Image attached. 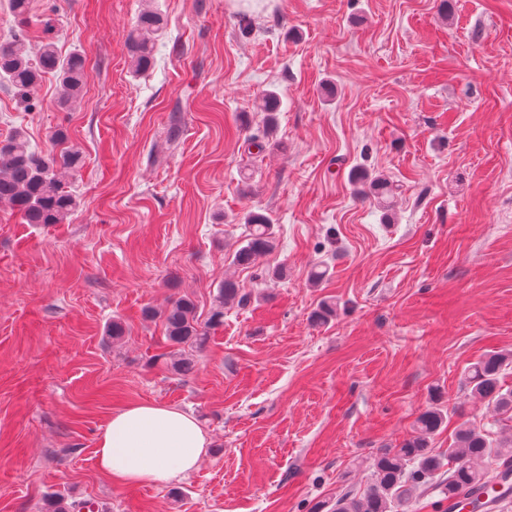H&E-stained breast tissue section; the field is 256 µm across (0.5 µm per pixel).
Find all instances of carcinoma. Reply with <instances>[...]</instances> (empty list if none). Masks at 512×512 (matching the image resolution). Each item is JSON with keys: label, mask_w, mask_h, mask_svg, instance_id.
Masks as SVG:
<instances>
[{"label": "carcinoma", "mask_w": 512, "mask_h": 512, "mask_svg": "<svg viewBox=\"0 0 512 512\" xmlns=\"http://www.w3.org/2000/svg\"><path fill=\"white\" fill-rule=\"evenodd\" d=\"M162 29V18L155 11H144L128 35L133 73L147 68L153 58L154 36ZM85 60L79 53L63 55L55 42L46 37L38 55L31 54L27 38L15 33L0 42V81L5 82L26 101L46 75L56 78L57 104L66 110L82 97ZM267 112L266 133L275 127L279 99L273 92L262 97ZM64 145L60 153L37 151L30 147L22 132L0 141V204L9 205L24 224H61L73 213L78 199L61 177L67 170H77L82 162L80 150L68 143L64 130L55 132ZM369 190L385 202L392 197L390 183L382 176L371 179ZM249 233L244 245L233 254L232 263L249 267L277 249L271 219L250 212L244 217ZM248 301L237 283L229 278L217 295V305L208 321L201 322L196 305L188 296L172 301L163 310L147 308L144 315L160 317L164 323L171 351V368L190 375L197 369L192 352L202 349L209 330L224 321V306ZM512 368V354L493 351L472 364L464 373L463 384L469 395L491 405L496 413L494 424L503 435L496 438L482 428L461 423L453 442L444 452H435L431 440L450 421L448 412L437 406L423 410L415 422V435L396 448H382L372 458V482L361 495L347 490L338 496L331 512H398V508L419 499L434 486L441 487L444 498L457 497L464 491L484 488L491 475L483 463L491 460L512 466V389L504 388L501 377ZM52 512H82L84 504L64 495L50 498Z\"/></svg>", "instance_id": "cac0c4a2"}]
</instances>
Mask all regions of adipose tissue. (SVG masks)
Masks as SVG:
<instances>
[{"instance_id": "obj_1", "label": "adipose tissue", "mask_w": 512, "mask_h": 512, "mask_svg": "<svg viewBox=\"0 0 512 512\" xmlns=\"http://www.w3.org/2000/svg\"><path fill=\"white\" fill-rule=\"evenodd\" d=\"M210 440L195 417L143 402L113 414L97 439L96 464L118 485H166L196 470Z\"/></svg>"}]
</instances>
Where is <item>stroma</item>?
I'll return each mask as SVG.
<instances>
[{"mask_svg": "<svg viewBox=\"0 0 512 512\" xmlns=\"http://www.w3.org/2000/svg\"><path fill=\"white\" fill-rule=\"evenodd\" d=\"M147 9L165 29L136 75ZM15 31L80 53L84 91L63 111L45 77L30 110L0 83V140L48 151L62 128L83 165L65 223L0 205V512L54 492L95 512H329L428 406L492 423L462 378L512 353V0H30L22 21L0 0V39ZM365 175L394 185L390 208ZM250 211L279 244L237 267ZM228 276L249 303L176 375L143 309L186 295L207 321ZM139 402L199 421L195 472L100 473L99 434ZM162 18L155 11H144L128 35V48L132 61L133 73L147 68L153 58L154 36L162 29Z\"/></svg>", "mask_w": 512, "mask_h": 512, "instance_id": "obj_1", "label": "stroma"}]
</instances>
